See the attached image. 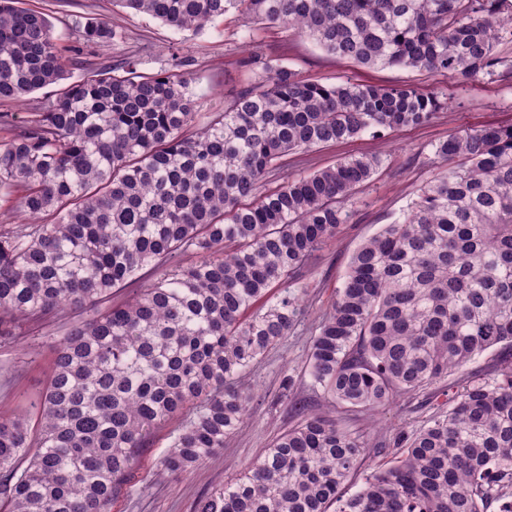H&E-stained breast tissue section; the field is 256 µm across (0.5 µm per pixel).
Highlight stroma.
<instances>
[{"instance_id":"1","label":"stroma","mask_w":512,"mask_h":512,"mask_svg":"<svg viewBox=\"0 0 512 512\" xmlns=\"http://www.w3.org/2000/svg\"><path fill=\"white\" fill-rule=\"evenodd\" d=\"M21 7L43 14L58 42L82 48L84 57L102 65H118L134 58L145 74L167 72L187 79L198 112H218L255 74L241 60H274L324 83L373 81L410 83L423 91L448 97V108L428 125L375 139L365 135L327 145L307 155L289 157V177H299L336 160L360 154L379 156L381 164L372 181L360 187L346 208L350 217L320 248L302 276L290 282L305 308L290 334L244 372L237 385L253 395L247 422L224 442L212 458L186 474L160 469L180 423L158 428L138 452V461L124 494L111 512H197L198 502L234 479L244 466L273 440L298 422L293 402L304 403L308 413L337 416L352 433L384 441L401 429L418 428L432 413L424 394L405 396L397 403L372 411L336 413L322 389L307 372V358L316 326L332 304L348 261L366 238L381 225L397 220L417 190L436 173L439 162L433 147L450 130L467 125L512 124V78H484L459 83L399 67L369 69L328 55L313 41L295 32H283L229 12L204 30L179 31L150 16L113 7L112 0H21ZM89 18L108 19L123 37L108 44H84L81 25ZM77 314L33 326L31 332L0 339V414L23 409L36 414L50 371L58 335Z\"/></svg>"}]
</instances>
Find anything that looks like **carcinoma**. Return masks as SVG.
<instances>
[{"label": "carcinoma", "mask_w": 512, "mask_h": 512, "mask_svg": "<svg viewBox=\"0 0 512 512\" xmlns=\"http://www.w3.org/2000/svg\"><path fill=\"white\" fill-rule=\"evenodd\" d=\"M199 32L234 9L292 29L338 60L460 83L512 74L507 0H112ZM91 19L84 42L109 43ZM80 50L0 0V101L55 98L0 141V337L65 311L37 425L0 416V512H110L137 449L183 422L160 467L187 473L224 448L252 396L234 386L304 309L282 288L347 223L381 160L310 174L288 156L429 124L446 98L411 84H323L273 63L222 112L193 111L182 76L133 61L65 85ZM403 215L363 241L312 339L309 375L349 411L438 384L499 350L448 408L400 430L394 452L298 409L244 475L198 512H512V125L464 127ZM273 183L275 187L267 188ZM180 257L190 262L169 273ZM130 301L100 311L116 289ZM359 489L346 485L363 468Z\"/></svg>", "instance_id": "1"}]
</instances>
